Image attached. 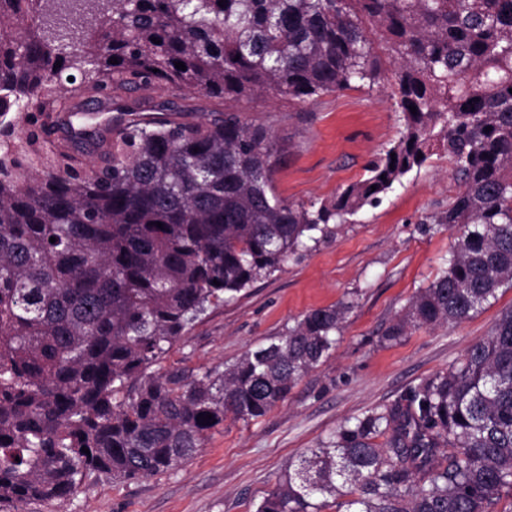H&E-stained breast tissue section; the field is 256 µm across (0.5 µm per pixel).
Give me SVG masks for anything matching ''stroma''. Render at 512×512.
I'll use <instances>...</instances> for the list:
<instances>
[{
  "label": "stroma",
  "mask_w": 512,
  "mask_h": 512,
  "mask_svg": "<svg viewBox=\"0 0 512 512\" xmlns=\"http://www.w3.org/2000/svg\"><path fill=\"white\" fill-rule=\"evenodd\" d=\"M395 80L390 65L374 87L309 102L271 93L231 101L169 87L126 92L122 99L149 118L161 116L168 102L196 120L238 112L272 134L277 194L295 204H319L366 178L369 164L399 138L403 118L391 99ZM461 189L447 154L433 150L378 205L364 207L234 299L210 304L156 366L161 373L221 369L286 334L300 315L350 303L329 357L265 416L226 418L176 469L121 480L95 473L67 498L34 501L24 512H255L290 461L341 425L396 403L408 387L460 362L512 307V288L499 290L496 300L459 324L413 327L396 342L382 335L446 268L462 229L440 228L435 219Z\"/></svg>",
  "instance_id": "stroma-1"
}]
</instances>
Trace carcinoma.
Returning a JSON list of instances; mask_svg holds the SVG:
<instances>
[{"label": "carcinoma", "mask_w": 512, "mask_h": 512, "mask_svg": "<svg viewBox=\"0 0 512 512\" xmlns=\"http://www.w3.org/2000/svg\"><path fill=\"white\" fill-rule=\"evenodd\" d=\"M380 49L404 131L318 207L277 196L268 129L234 112L155 122L115 96L306 102L377 83ZM70 77L125 116L94 164L52 139ZM511 88L512 0H0V512L92 473L167 472L227 416L284 400L353 303L301 315L222 370L152 367L212 300L378 204L435 142L463 183L435 222L465 231L383 339L457 324L512 288ZM325 494L351 495L336 512H491L512 495V308L458 364L290 462L256 512H326Z\"/></svg>", "instance_id": "cac0c4a2"}]
</instances>
